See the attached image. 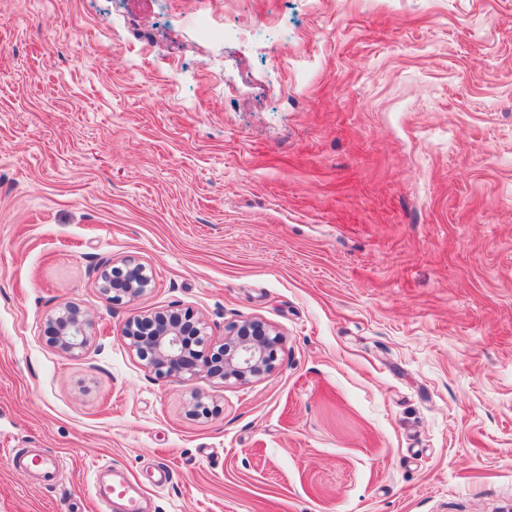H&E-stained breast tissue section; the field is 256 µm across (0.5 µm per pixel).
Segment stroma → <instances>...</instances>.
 Wrapping results in <instances>:
<instances>
[{
	"mask_svg": "<svg viewBox=\"0 0 512 512\" xmlns=\"http://www.w3.org/2000/svg\"><path fill=\"white\" fill-rule=\"evenodd\" d=\"M186 309L275 370L157 377L122 328ZM108 466L146 512H512V0H0V512ZM124 268L102 264L96 269V279L102 292L115 304L124 299L134 300L153 288V270L134 259L123 261ZM50 343L66 354L86 348L93 333V320L75 306H67L48 320Z\"/></svg>",
	"mask_w": 512,
	"mask_h": 512,
	"instance_id": "obj_1",
	"label": "stroma"
}]
</instances>
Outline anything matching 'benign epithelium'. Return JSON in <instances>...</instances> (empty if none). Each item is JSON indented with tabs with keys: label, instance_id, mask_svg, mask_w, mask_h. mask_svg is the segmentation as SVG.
<instances>
[{
	"label": "benign epithelium",
	"instance_id": "1",
	"mask_svg": "<svg viewBox=\"0 0 512 512\" xmlns=\"http://www.w3.org/2000/svg\"><path fill=\"white\" fill-rule=\"evenodd\" d=\"M96 279L108 299L119 304L134 300L153 288V270L134 260L123 266L103 264L96 269ZM50 343L66 354L86 348L93 333V320L75 306H67L49 318ZM122 335L129 341L148 369L160 378L185 382L204 373L227 381H247L270 374L275 369L281 335L260 321L234 324L218 348L209 347L204 321L189 310L158 313L129 319ZM186 415L208 418L214 413L206 396L193 391L185 403Z\"/></svg>",
	"mask_w": 512,
	"mask_h": 512
}]
</instances>
